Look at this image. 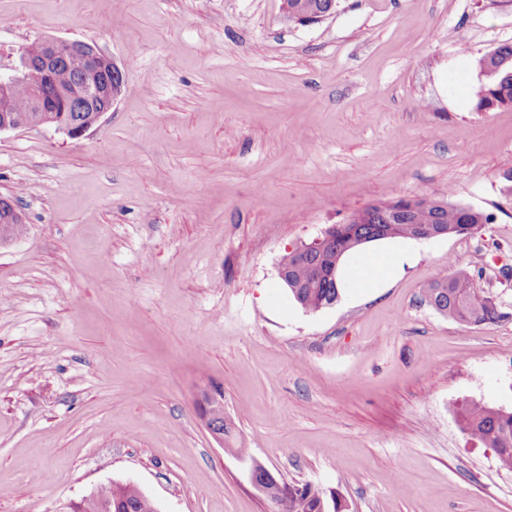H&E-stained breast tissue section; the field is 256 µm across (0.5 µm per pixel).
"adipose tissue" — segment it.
<instances>
[{
  "mask_svg": "<svg viewBox=\"0 0 512 512\" xmlns=\"http://www.w3.org/2000/svg\"><path fill=\"white\" fill-rule=\"evenodd\" d=\"M405 259L406 253L399 245H369L367 249L347 255L341 260L336 273L337 285L344 289L360 287L359 275L370 266L374 273L368 282L369 287H384L395 277Z\"/></svg>",
  "mask_w": 512,
  "mask_h": 512,
  "instance_id": "1",
  "label": "adipose tissue"
}]
</instances>
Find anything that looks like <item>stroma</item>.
<instances>
[{
  "instance_id": "stroma-1",
  "label": "stroma",
  "mask_w": 512,
  "mask_h": 512,
  "mask_svg": "<svg viewBox=\"0 0 512 512\" xmlns=\"http://www.w3.org/2000/svg\"><path fill=\"white\" fill-rule=\"evenodd\" d=\"M0 0V70L37 39L124 73L83 137L0 133V512H58L115 481L159 512H279L250 482L345 512H512V471L461 407L512 411V107L476 110V60L512 0ZM450 190L473 235L408 240L379 292L308 312L278 263L353 212ZM480 275L503 317L422 290ZM221 389L217 443L196 404ZM299 4H302L303 6H305L311 15L319 16L320 14H322L323 12H325L327 10L329 0H288V4H287L286 0L283 1V6H284L283 11H284V14L288 17V23L305 26V25L313 24L314 21L308 19L307 16L298 15L295 17V21H296V23H295V21L290 16H288V9H292ZM335 9H336V6L334 9H331L329 11V13L325 14L324 16H319L318 19L324 20V19L332 16L335 13ZM260 473L264 474V480L278 484L282 489V495H288V486L282 485L277 478L265 467L256 465L251 472V483L253 487L265 497L264 487L257 480ZM275 483L265 484L267 499L272 503L282 506L283 512H342L336 499H328L326 495L311 485L297 487L295 493H290L288 499H284L280 495V489ZM323 506L324 510H321ZM332 509V510H331Z\"/></svg>"
}]
</instances>
